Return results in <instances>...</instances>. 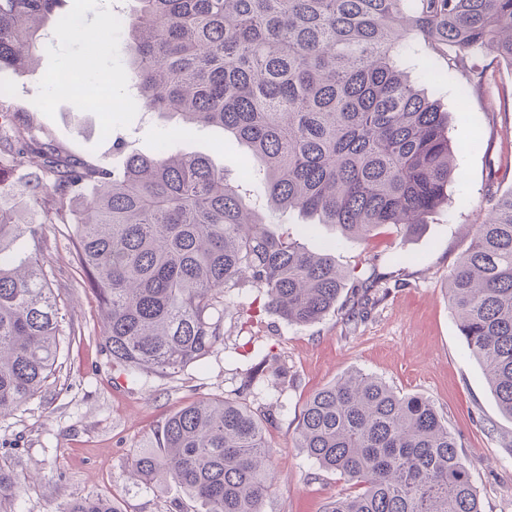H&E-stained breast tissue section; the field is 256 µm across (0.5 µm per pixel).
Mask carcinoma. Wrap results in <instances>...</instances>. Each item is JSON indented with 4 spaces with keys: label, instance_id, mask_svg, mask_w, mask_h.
I'll use <instances>...</instances> for the list:
<instances>
[{
    "label": "carcinoma",
    "instance_id": "obj_1",
    "mask_svg": "<svg viewBox=\"0 0 512 512\" xmlns=\"http://www.w3.org/2000/svg\"><path fill=\"white\" fill-rule=\"evenodd\" d=\"M64 0H0V116L9 81L28 67L49 21L68 33ZM124 30L125 68L149 112L181 119L157 153L112 143V166L69 164L55 145L14 131L0 184L36 157L52 176L28 181L38 224L0 207V415L34 399L75 330L59 312L32 252L19 242L76 218L78 260L104 319V344L124 372L176 374L223 342L227 297L246 286L283 320L308 325L352 288L349 312L376 303L366 284L270 230L208 155L178 148L183 131L218 127L250 152L247 174L274 209L297 210L342 237L385 224L418 235L448 204L454 178L449 115L398 64L415 43L450 71L487 51L512 68V0H136ZM448 303L512 418V190L493 197L448 278ZM287 368L264 355L246 372ZM296 446L354 488L326 512H482L458 442L433 403L352 372L307 403ZM132 477L173 481L206 512H261L274 485L265 419L246 405L200 399L171 416L162 449ZM18 476L0 465V512ZM58 512H117L89 495Z\"/></svg>",
    "mask_w": 512,
    "mask_h": 512
}]
</instances>
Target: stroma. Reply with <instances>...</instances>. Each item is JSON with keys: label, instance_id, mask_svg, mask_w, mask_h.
Wrapping results in <instances>:
<instances>
[{"label": "stroma", "instance_id": "obj_1", "mask_svg": "<svg viewBox=\"0 0 512 512\" xmlns=\"http://www.w3.org/2000/svg\"><path fill=\"white\" fill-rule=\"evenodd\" d=\"M117 4L129 15L136 7L134 0H66L64 12L83 22L84 34L43 39L35 64L11 85L9 107L17 120L30 123L74 163H111L112 141L102 125L123 136L128 150L151 154L178 123L138 105L120 112L82 107L85 94L112 93L107 78L123 58L122 34L112 31L102 41L93 34ZM470 67V74L485 76L484 88L459 72L431 88L450 116L456 175L447 205L431 214L420 235L406 236L391 224L365 239L341 238L330 225L309 223L295 210L265 215L273 231H290L309 252L330 253L339 269L386 277L379 302L363 316L352 319L341 309L302 326L266 311L252 324L246 312L257 291L246 288L231 294L224 341L203 361L171 376L131 378L113 366L105 348L72 225L56 224L42 238L25 239L26 251L43 254L75 335L41 396L0 418V463L20 480L14 512H57L89 494L109 498L119 512H205L178 484L145 485L128 473L133 457L159 451L167 419L201 398L237 400L266 417L277 480L262 512H325L352 487L297 448L296 429L306 402L355 369L430 400L457 439L483 512H512V419L500 412L446 296L472 224L493 194L512 189V70L484 52L474 54ZM181 147L209 155L232 178L248 152L214 129L194 130ZM267 352L285 361L287 376L261 375L244 387L247 369Z\"/></svg>", "mask_w": 512, "mask_h": 512}]
</instances>
